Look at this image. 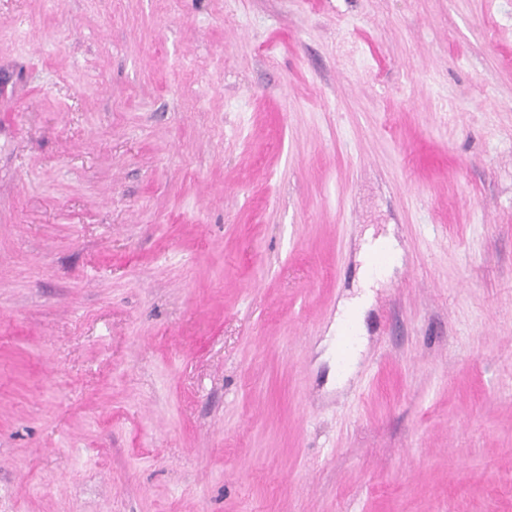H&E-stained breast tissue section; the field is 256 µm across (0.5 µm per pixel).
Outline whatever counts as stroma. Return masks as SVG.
<instances>
[{
	"label": "stroma",
	"mask_w": 512,
	"mask_h": 512,
	"mask_svg": "<svg viewBox=\"0 0 512 512\" xmlns=\"http://www.w3.org/2000/svg\"><path fill=\"white\" fill-rule=\"evenodd\" d=\"M0 512H512V0H0ZM381 247H385L388 251L391 250L395 257L399 255L397 248V242L392 234L380 235L374 237L372 233H367L361 244L359 253V260L361 261V285L365 293L359 298H355L350 302L345 303L341 307V314L336 319V352L339 348H342L343 341L341 336H345L346 345L343 348L342 360L347 359V353L350 346V338L355 335V345L352 351L351 357L356 356L357 352L361 348L362 339L358 335L361 331V310L365 303L368 301L367 295L370 294L369 288L375 285L376 276L382 271L379 266H375L370 262L371 255ZM350 330L351 336L347 333Z\"/></svg>",
	"instance_id": "stroma-1"
}]
</instances>
